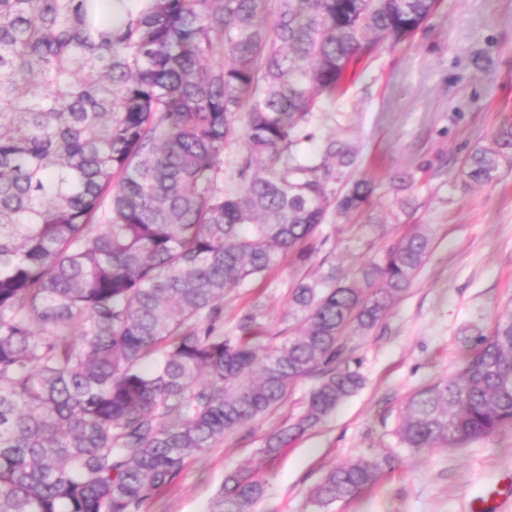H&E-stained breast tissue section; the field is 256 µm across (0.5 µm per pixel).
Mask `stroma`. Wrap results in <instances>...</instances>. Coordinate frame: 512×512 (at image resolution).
<instances>
[{
  "label": "stroma",
  "mask_w": 512,
  "mask_h": 512,
  "mask_svg": "<svg viewBox=\"0 0 512 512\" xmlns=\"http://www.w3.org/2000/svg\"><path fill=\"white\" fill-rule=\"evenodd\" d=\"M343 92L316 113L300 147L315 158L323 141L348 143L356 165L336 182L375 186L370 209L330 216L324 246L304 262L277 268L224 297V331L254 309L267 341L289 336V310L301 280H323L330 266L347 278L414 225H429L431 249L411 288L369 334L347 331L343 355L363 386L276 458L262 450L280 426L303 413L317 384L309 376L264 418L190 460L145 512H208L225 476L258 470L266 481L253 512H471L512 475V429L462 448L411 453L399 443L406 402L422 386L453 376L498 316L512 313V171L467 186L460 161L512 121V0H440L412 37L380 47L355 68ZM411 174L401 192L395 174ZM394 455L391 469L350 500L325 508L312 491L331 469L359 457Z\"/></svg>",
  "instance_id": "stroma-1"
}]
</instances>
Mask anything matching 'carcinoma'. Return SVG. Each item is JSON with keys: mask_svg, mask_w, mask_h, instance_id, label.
<instances>
[{"mask_svg": "<svg viewBox=\"0 0 512 512\" xmlns=\"http://www.w3.org/2000/svg\"><path fill=\"white\" fill-rule=\"evenodd\" d=\"M437 0H0V512H144L186 463L275 409L301 379L304 415L278 455L362 385L341 338L366 335L412 286L421 226L328 285L301 281L299 326L279 343L258 313L224 334V295L304 262L331 212L373 187L332 184L356 162L328 140L299 153L354 67L424 25ZM274 14L273 23L267 13ZM246 111L244 126L238 114ZM239 140L240 187L224 147ZM512 169V123L461 175ZM512 428V315L451 378L406 403L408 451L462 448ZM390 458L325 475L327 506L371 487ZM264 479L225 476L211 512H252ZM241 150V144L237 141L230 142L224 148V189H229L238 184L237 157Z\"/></svg>", "mask_w": 512, "mask_h": 512, "instance_id": "1", "label": "carcinoma"}]
</instances>
